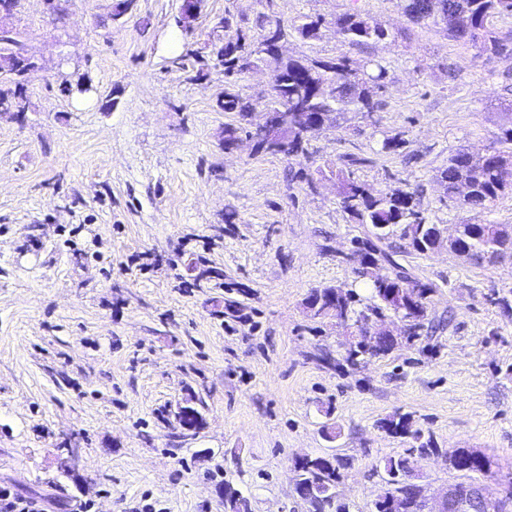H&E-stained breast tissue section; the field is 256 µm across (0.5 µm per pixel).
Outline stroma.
Returning <instances> with one entry per match:
<instances>
[{
  "instance_id": "stroma-1",
  "label": "stroma",
  "mask_w": 512,
  "mask_h": 512,
  "mask_svg": "<svg viewBox=\"0 0 512 512\" xmlns=\"http://www.w3.org/2000/svg\"><path fill=\"white\" fill-rule=\"evenodd\" d=\"M119 2L19 0L0 16L34 63L24 111L0 113V490L45 512H224L229 484L251 512H309L294 462L323 455L349 512H374L384 461L407 446L381 427L398 413L438 448L414 461L428 497L458 480L448 454L474 448L512 512V317L489 301L512 265L444 244L397 254L438 287L429 319L450 324L356 366L346 330L305 310L325 286L371 296L352 256L369 228L338 203L346 156L370 189L417 191L427 223H461L436 174L496 145L512 54L411 22L401 0H204L186 31L180 0ZM344 13L389 37L341 42ZM268 18L284 56L385 72L375 117L336 115L299 163L224 147L240 117L221 106L216 52L231 30L259 42ZM316 18L314 37L296 33ZM396 133L404 146L382 151ZM187 403L200 429L176 421Z\"/></svg>"
}]
</instances>
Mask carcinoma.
<instances>
[{
    "mask_svg": "<svg viewBox=\"0 0 512 512\" xmlns=\"http://www.w3.org/2000/svg\"><path fill=\"white\" fill-rule=\"evenodd\" d=\"M404 12L413 22L432 21L445 26L448 37L464 44L477 46L493 54L508 49V42L494 36L490 29L492 19L503 13H512V0H404ZM336 35L351 44L383 40L388 30L371 22L358 13L336 17ZM273 54V47L264 48L248 42L238 32L224 42V52L217 55L224 77L231 79L249 66ZM383 72L365 74L353 72L348 60L335 57L319 60L289 58L279 63L275 98L271 106L278 112L288 113V159L304 157L308 153L307 127L321 115L335 112H363L372 114L379 110L377 93L381 89ZM14 87L0 88V105L21 107L25 101V86L21 73H15ZM224 111L236 112L247 119L248 101L240 93L227 88L224 91ZM512 153L491 148L482 156L458 151L448 158V166L440 169L437 180L444 185L448 198L457 206L473 214L458 228L462 236L449 248L458 257L475 264L494 262L512 256V240L503 236L504 224H492L480 219L482 213L502 196L512 192V168L508 156ZM364 160L350 158L346 168L336 174L337 195L342 210L359 224L372 226V236L355 239V253L360 263L377 267L383 263L392 268L389 275L371 279L372 298L376 303L357 309L356 294L345 285L313 290L306 301V309L313 319L334 316L346 323L358 324L368 318L395 315L412 316L406 330L407 340L420 336L424 327L428 305L437 292L431 282L412 278L411 274L394 259L395 246L390 242L394 234L407 241L408 247L418 253L426 252L433 243L436 225L429 224L417 210V192L389 189L376 194L370 192L354 178L351 167ZM396 343L381 337L367 347L347 351L346 362L355 365L364 355L381 356L391 352ZM382 427L398 435L409 444L404 453L389 457L384 463L386 479L391 484L389 493L397 499L399 512H423L420 485L413 482L412 470L415 457L438 453L432 438H424L422 430L412 427L404 417H392L382 422ZM459 458L467 467L462 473L465 484L472 488L484 483L493 474V461L487 455L478 459L470 448H458ZM303 483L308 485L306 502L312 512L336 507V512H348L346 505L337 503L336 488L342 479L336 458L303 457L296 461ZM224 512H250V504L238 490L224 484Z\"/></svg>",
    "mask_w": 512,
    "mask_h": 512,
    "instance_id": "cac0c4a2",
    "label": "carcinoma"
}]
</instances>
